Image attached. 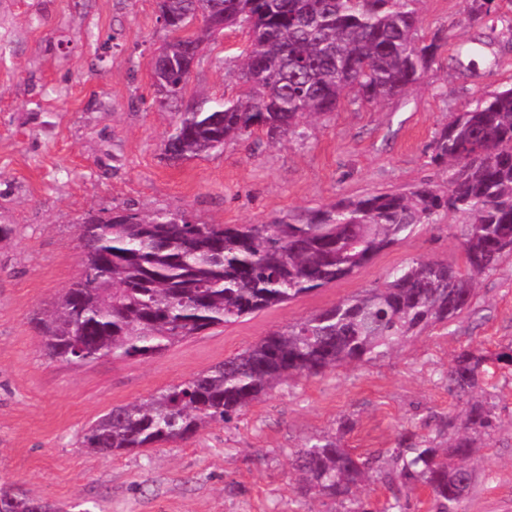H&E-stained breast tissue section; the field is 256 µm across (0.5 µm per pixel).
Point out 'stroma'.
Returning a JSON list of instances; mask_svg holds the SVG:
<instances>
[{
	"mask_svg": "<svg viewBox=\"0 0 512 512\" xmlns=\"http://www.w3.org/2000/svg\"><path fill=\"white\" fill-rule=\"evenodd\" d=\"M469 0H419L422 34L442 33L433 66L403 96L347 104L308 121L304 139L255 134L174 163L163 154L177 110L239 92L236 72L211 61L244 46L227 31L206 51L181 102L154 101L148 64L165 38L157 0H0V485L95 512H335L296 494L291 455L339 437L356 453L397 447L458 412L446 373L467 347L512 342V254L479 279L470 312L413 337L390 358L279 385L227 423L193 438L119 455H92L84 430L113 406L201 373L270 331L360 293L414 258L461 263L457 226L442 214L352 276L292 302L187 338L149 359L50 358L41 314L79 275L78 224L88 211H182L209 224L299 219L343 198L446 189L451 168L430 144L453 113L512 85V35L487 48L489 67L452 70L478 36ZM497 425L475 460L458 512H512V366L490 363Z\"/></svg>",
	"mask_w": 512,
	"mask_h": 512,
	"instance_id": "1",
	"label": "stroma"
}]
</instances>
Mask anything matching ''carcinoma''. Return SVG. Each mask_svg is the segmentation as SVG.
<instances>
[{
	"label": "carcinoma",
	"instance_id": "cac0c4a2",
	"mask_svg": "<svg viewBox=\"0 0 512 512\" xmlns=\"http://www.w3.org/2000/svg\"><path fill=\"white\" fill-rule=\"evenodd\" d=\"M417 0H161L167 61L154 76L163 102L183 98L200 58L194 49L226 29L248 34L231 63L241 88L177 113L165 140L172 158L192 160L256 131L302 139L311 117L347 103L401 94L437 61L441 37L419 34ZM470 19L486 32L512 33L497 0H471ZM457 68L488 63L463 43ZM430 162L450 164L448 189L418 187L335 202L306 219L276 224H207L171 211L89 212L79 224L82 275L37 321L47 354L63 362L151 358L175 343L235 323L342 281L379 252L441 212L464 217V266L413 259L371 288L279 327L208 370L113 407L84 432L82 446L109 455L184 441L227 422L285 381L383 359L429 327H448L473 303L476 280L512 252V87L455 113L430 146ZM488 376L478 349L457 353L446 375L462 404L426 436L404 434L385 465L333 437L292 455L296 493L333 500L340 512H369L355 489L380 483L390 497L379 512H405L425 491L436 512H458L476 479L478 441L496 427L492 397L475 396ZM35 501L0 487V512H32Z\"/></svg>",
	"mask_w": 512,
	"mask_h": 512
}]
</instances>
